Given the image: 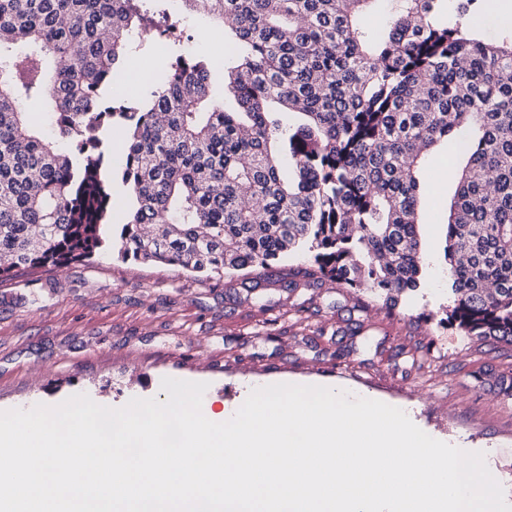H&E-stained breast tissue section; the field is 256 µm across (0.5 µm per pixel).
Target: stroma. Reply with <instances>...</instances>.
<instances>
[{
  "mask_svg": "<svg viewBox=\"0 0 512 512\" xmlns=\"http://www.w3.org/2000/svg\"><path fill=\"white\" fill-rule=\"evenodd\" d=\"M161 67L160 51L134 48L114 98L138 94V69ZM453 190V175H445L422 203V286L392 314L370 293L303 285L312 261L302 251L278 266L298 281L291 292L267 273L249 293L236 275L205 278L109 250L0 276V411L54 406L80 393L115 408L160 400L166 377L207 383L208 394L234 408L251 378L340 383L407 406L429 435L486 451L512 490V406L492 392L495 381L512 377V344L425 318L448 305L443 248ZM420 344L430 354L418 370L406 353Z\"/></svg>",
  "mask_w": 512,
  "mask_h": 512,
  "instance_id": "obj_1",
  "label": "stroma"
}]
</instances>
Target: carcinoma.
I'll return each instance as SVG.
<instances>
[{"label": "carcinoma", "mask_w": 512, "mask_h": 512, "mask_svg": "<svg viewBox=\"0 0 512 512\" xmlns=\"http://www.w3.org/2000/svg\"><path fill=\"white\" fill-rule=\"evenodd\" d=\"M172 0H0V276L114 247L209 275L269 269L295 248L308 278L393 311L421 286L427 154L458 133L444 260L450 318L512 344V25L488 39L484 0H180L231 21L217 61L167 42L133 106L111 99L133 36H164ZM456 20H448V3ZM224 74L225 108L211 94ZM48 99L43 135L23 104ZM126 131L112 168L110 132ZM130 196L112 227V182Z\"/></svg>", "instance_id": "cac0c4a2"}]
</instances>
